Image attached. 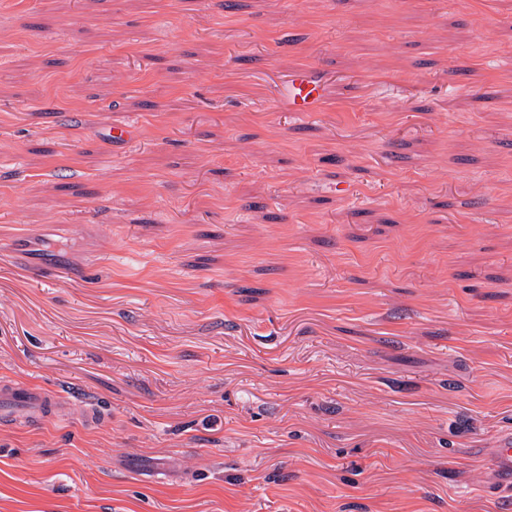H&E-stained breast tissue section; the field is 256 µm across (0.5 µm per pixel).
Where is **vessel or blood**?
I'll list each match as a JSON object with an SVG mask.
<instances>
[{"label":"vessel or blood","instance_id":"obj_1","mask_svg":"<svg viewBox=\"0 0 512 512\" xmlns=\"http://www.w3.org/2000/svg\"><path fill=\"white\" fill-rule=\"evenodd\" d=\"M323 85L310 70L301 69L289 75L282 95L291 111H316L323 99ZM70 396L31 383L0 381V418L6 420L32 419L46 414L63 412Z\"/></svg>","mask_w":512,"mask_h":512}]
</instances>
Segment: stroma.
Segmentation results:
<instances>
[{
	"instance_id": "stroma-1",
	"label": "stroma",
	"mask_w": 512,
	"mask_h": 512,
	"mask_svg": "<svg viewBox=\"0 0 512 512\" xmlns=\"http://www.w3.org/2000/svg\"><path fill=\"white\" fill-rule=\"evenodd\" d=\"M1 378L0 512H505L512 0H0ZM323 84L308 69H301L289 75L283 85L282 96L288 100L291 112L299 114L316 111L323 99ZM72 401L85 402L82 417L87 425L96 422L95 403L92 400L59 394L31 383L5 379L0 382V419H32L51 413H63L64 406Z\"/></svg>"
}]
</instances>
